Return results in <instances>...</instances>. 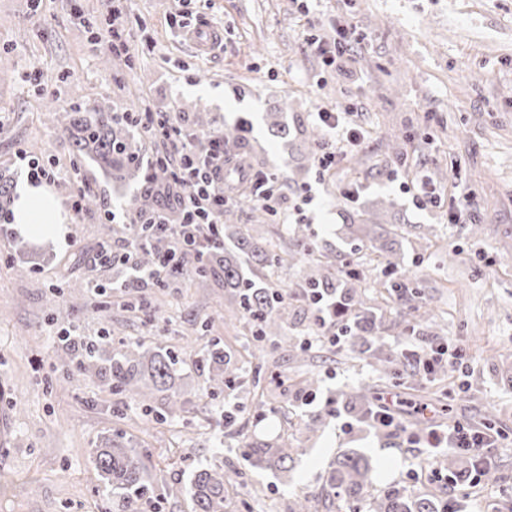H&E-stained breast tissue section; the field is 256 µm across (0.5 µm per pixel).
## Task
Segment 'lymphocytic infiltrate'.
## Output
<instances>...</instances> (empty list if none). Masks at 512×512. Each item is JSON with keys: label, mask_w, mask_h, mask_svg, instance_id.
I'll return each instance as SVG.
<instances>
[{"label": "lymphocytic infiltrate", "mask_w": 512, "mask_h": 512, "mask_svg": "<svg viewBox=\"0 0 512 512\" xmlns=\"http://www.w3.org/2000/svg\"><path fill=\"white\" fill-rule=\"evenodd\" d=\"M90 33L92 44L107 42L115 55L128 57L135 50L123 0H113L104 21L92 24ZM336 34V40L331 44L314 34L306 38L310 51L320 58L323 67L329 69L340 66L345 52L358 38L355 25L346 20L337 22ZM346 116V109L338 105L318 108L313 114L314 120L327 133L315 157L318 175L335 170L340 160L357 150L366 138L364 130L350 126ZM124 118L141 134L163 144L164 149L156 159L169 169L181 194L180 224L165 223L158 214L147 220L153 233L172 238L174 242L173 248L163 252L154 268L138 267L134 240H126L123 246L120 260L133 270L135 280L142 285L159 276L182 274L183 268L179 262L182 249L223 247L224 235L219 232L218 225L233 199L224 192L226 156L221 133L196 131L171 112L145 109L125 113ZM247 187L252 199L284 224L289 223L291 216L303 215L305 205L313 200L312 188L308 185L302 187L294 199H285L281 192L280 176L274 172L252 173L248 177ZM302 297L305 304L317 313L313 333L315 341L330 348L345 346L348 339L336 325L329 295L306 288L302 291ZM401 354L413 366L441 373L462 364L466 356L464 348L458 343L420 350L405 347ZM369 421L387 432L406 433L408 443L418 448L461 450L470 456L472 468L478 475L487 468V450L500 445L499 434L491 429L477 428L459 420L449 422L444 431L434 428L424 435L407 432L396 410L383 399L378 400L370 410Z\"/></svg>", "instance_id": "obj_1"}]
</instances>
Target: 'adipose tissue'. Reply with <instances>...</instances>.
I'll list each match as a JSON object with an SVG mask.
<instances>
[{
  "label": "adipose tissue",
  "mask_w": 512,
  "mask_h": 512,
  "mask_svg": "<svg viewBox=\"0 0 512 512\" xmlns=\"http://www.w3.org/2000/svg\"><path fill=\"white\" fill-rule=\"evenodd\" d=\"M14 214L16 223L26 233L60 240L67 232V216L61 201L45 185H23L18 191Z\"/></svg>",
  "instance_id": "adipose-tissue-1"
}]
</instances>
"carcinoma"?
<instances>
[{
	"mask_svg": "<svg viewBox=\"0 0 512 512\" xmlns=\"http://www.w3.org/2000/svg\"><path fill=\"white\" fill-rule=\"evenodd\" d=\"M60 131L72 145L73 152L83 161H90L103 177L115 183H124L140 177L143 158L138 148L135 128L110 112H88L80 106L71 109L60 121ZM154 183L140 181L134 206L141 215L156 207L159 193L154 185L164 186L170 181L168 172L157 167ZM224 250H216L201 258L195 252L185 254L190 272L204 278L211 272L224 273V296L240 317L246 319L251 333L252 348L247 356L255 360L251 367L255 384H260L263 364L257 351L282 332V310L278 290L271 286L270 277L294 259L292 251L274 241L258 237L244 224L223 225ZM348 231L351 241L366 247L383 265L387 280L382 282L388 294L412 299L415 292L409 283L399 280L403 255L396 230L379 231L368 223L364 213L350 217ZM134 232L142 238L138 262L145 267L157 264L162 253L160 239L148 227L139 226ZM306 285L336 292V318L351 336V346L375 359L376 369L388 373L391 360L377 354V316L361 309L365 291L364 271L356 269L339 278L331 271V263L317 261L310 267ZM180 360L169 348L150 351L141 342H123L105 360L98 373L109 378L115 392L130 399L152 414L156 423H165L182 410L183 403L175 393L179 379ZM198 370L209 383L198 398H210L219 392L235 388L243 370L238 358L224 350L218 341L196 359ZM168 393L167 405H152V394ZM244 459L254 468L289 472L295 464L299 448L294 437L284 432L273 440L249 439L241 449ZM92 464L100 480L112 489V512H139L143 504L152 500L149 480L150 455L144 448H134L120 432H115L104 445L92 453ZM368 456L350 452L336 460V466L323 476L318 492H303L292 499L288 512H311L312 503L323 495L336 497V512L351 508L369 496L370 512H441L436 498L422 497L406 490L404 485L376 488L371 476ZM240 471H226L220 467L200 466L190 481L189 494L194 512H224L229 490L243 488Z\"/></svg>",
	"mask_w": 512,
	"mask_h": 512,
	"instance_id": "obj_1",
	"label": "carcinoma"
}]
</instances>
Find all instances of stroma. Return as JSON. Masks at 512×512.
Listing matches in <instances>:
<instances>
[{
	"instance_id": "stroma-1",
	"label": "stroma",
	"mask_w": 512,
	"mask_h": 512,
	"mask_svg": "<svg viewBox=\"0 0 512 512\" xmlns=\"http://www.w3.org/2000/svg\"><path fill=\"white\" fill-rule=\"evenodd\" d=\"M109 6L0 0V170L14 186L26 184L27 155L58 171L51 189L60 200L84 184L99 196L69 215L65 242L30 236L13 223L0 236V512H110L112 490L99 480L91 454L115 431L149 450L160 512H192L187 489L202 465L243 471L247 486L229 493L226 512H288L291 492L319 489L325 471L350 449L388 466L385 483H409V469L420 470L426 451L408 447L400 434L359 424L345 433L330 419L315 435L306 432L326 399L352 410L346 394L363 382L402 412L423 401L445 404L451 419L512 439V0H310L304 9L297 0H128L132 27L151 38L130 60L89 41V23ZM178 13L183 22L176 25ZM345 18L363 39L343 67L324 69L307 50L306 35L334 42L336 22ZM203 19L224 32L221 46L207 53L185 37L186 25ZM337 103L350 108V123L368 137L320 184L302 222L306 239L337 263L366 267L368 250L351 249L342 226L356 210L374 211L376 223L401 233L402 272L438 323L416 316L412 335H402V304L368 288L365 304L380 309L382 349L394 362L393 373L380 374L371 357L351 347L307 345L305 267L278 270L271 283L288 295L286 339L266 345L262 359L267 372L285 379L288 395L275 397L273 413L259 422L250 375L219 398L197 397L205 386L197 353L218 340L241 358L250 339L243 321L224 319L223 273L171 278L142 291L127 287L126 269L95 264L103 239L124 233L106 211L126 213L138 183L111 187L92 169H74L70 143L46 112L62 115L76 104L112 113L148 109L218 131L246 117L253 130L244 150L253 169L280 173L291 197L315 179L310 114ZM275 119L289 127V138L271 129ZM405 154L447 199L470 196L465 223L418 209L390 181ZM344 183L358 186L357 204L339 195ZM226 221L297 246L256 204L234 206ZM91 281L105 294L88 289ZM69 325L98 339L102 360L122 338L179 351L182 418L145 428L142 409L114 394L96 369H75L72 349L56 336ZM408 339L417 346L462 342L466 360L448 374L413 373L400 354ZM312 374L319 379L316 400L305 406L301 388ZM227 410L234 425L215 426ZM287 428L305 450L291 473L247 466L239 452L246 437ZM490 468L496 479L483 489L501 512H512V447L496 449Z\"/></svg>"
}]
</instances>
